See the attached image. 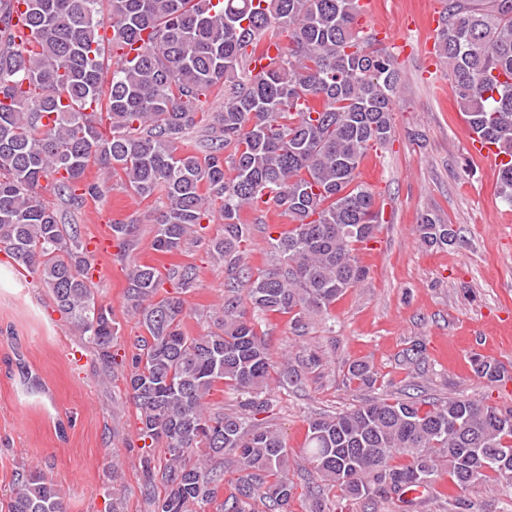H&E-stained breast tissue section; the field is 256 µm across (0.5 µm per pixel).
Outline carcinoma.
I'll list each match as a JSON object with an SVG mask.
<instances>
[{"mask_svg": "<svg viewBox=\"0 0 512 512\" xmlns=\"http://www.w3.org/2000/svg\"><path fill=\"white\" fill-rule=\"evenodd\" d=\"M12 2L0 0V39L10 43L0 52V247L113 364L118 327L95 300L90 256L42 192L80 206L116 175L143 200L161 196L152 242L161 253L196 243L203 223L219 218L224 230L208 241L228 275L218 331L183 330L195 267L134 263L125 273V300L144 330L122 359L126 384L141 437L164 443V457L140 456L144 495L149 512H251L254 499L288 512L286 444L257 423L274 366L254 316L289 315L301 327L367 277L355 251L374 238L380 211L357 170L392 137V56L357 23L359 0H23L28 37L18 43ZM269 40L281 43L278 61L257 72L251 64ZM140 41L132 58L109 52ZM436 47L469 129L512 156V0H446ZM219 86L224 108L200 111ZM201 126L206 138L183 148ZM92 164L95 181L85 176ZM497 194L512 206V163L498 168ZM270 205L291 224L269 237L271 267L254 275L241 264V214ZM136 231L132 221L112 225L127 248ZM417 232L430 249L456 238L432 213ZM471 368L488 383L507 377L480 355ZM348 380L372 388L377 374L353 361ZM221 385L239 412L210 410ZM455 422L461 431L449 428ZM304 451L342 499L400 497L431 484L444 461L460 489L490 476L511 487L512 409L466 396L374 398L310 420ZM226 454L243 472L227 494ZM398 454L408 462L392 464ZM8 512H62L60 489L23 466Z\"/></svg>", "mask_w": 512, "mask_h": 512, "instance_id": "carcinoma-1", "label": "carcinoma"}]
</instances>
